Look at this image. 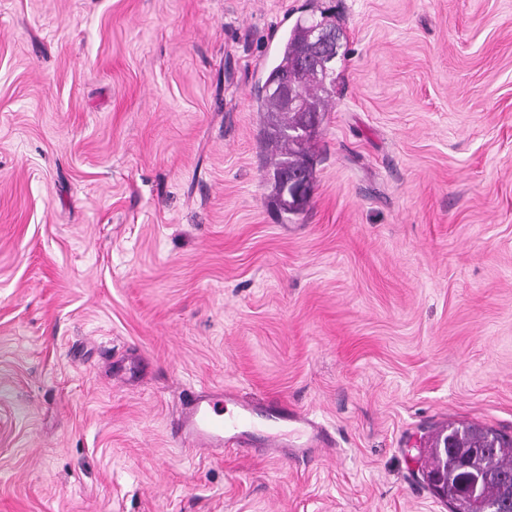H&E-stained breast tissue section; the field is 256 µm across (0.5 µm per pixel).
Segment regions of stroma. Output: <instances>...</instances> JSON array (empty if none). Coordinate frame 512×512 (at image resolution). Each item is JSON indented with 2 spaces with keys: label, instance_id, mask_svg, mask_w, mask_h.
Instances as JSON below:
<instances>
[{
  "label": "stroma",
  "instance_id": "obj_1",
  "mask_svg": "<svg viewBox=\"0 0 512 512\" xmlns=\"http://www.w3.org/2000/svg\"><path fill=\"white\" fill-rule=\"evenodd\" d=\"M323 13L286 216L254 86ZM204 387L335 444L180 448ZM462 422L512 435V0H0V512H449ZM260 414H264L275 423L271 431L265 432L260 441V448L273 455H286L291 458L304 459L320 453L325 446L327 436L308 413L294 410L283 402H267L263 404ZM291 424L298 434L297 441L284 442L280 437L278 423Z\"/></svg>",
  "mask_w": 512,
  "mask_h": 512
}]
</instances>
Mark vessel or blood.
<instances>
[{
  "label": "vessel or blood",
  "instance_id": "b4317fda",
  "mask_svg": "<svg viewBox=\"0 0 512 512\" xmlns=\"http://www.w3.org/2000/svg\"><path fill=\"white\" fill-rule=\"evenodd\" d=\"M234 403L236 410L225 413V403ZM268 419L293 426L298 435L296 441L282 440L277 429L265 433L260 448L274 455H286L304 459L322 451L327 436L308 413L294 410L282 402H268L255 406L224 390H201L192 392L184 402L173 436L183 448L189 450L207 448L220 454L224 450H248L253 436L252 419L256 413Z\"/></svg>",
  "mask_w": 512,
  "mask_h": 512
}]
</instances>
